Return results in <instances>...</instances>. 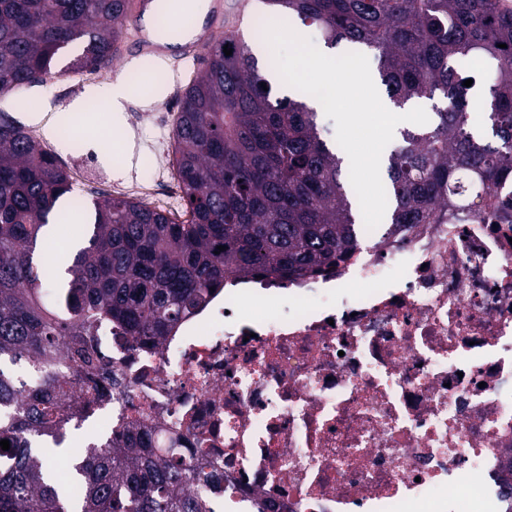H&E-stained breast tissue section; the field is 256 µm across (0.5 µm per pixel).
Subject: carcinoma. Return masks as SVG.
Masks as SVG:
<instances>
[{
  "mask_svg": "<svg viewBox=\"0 0 512 512\" xmlns=\"http://www.w3.org/2000/svg\"><path fill=\"white\" fill-rule=\"evenodd\" d=\"M501 2L264 0L316 25L328 48L374 52L395 107L435 102L429 123L402 129L384 162L389 223L438 224L443 208L512 180V6ZM123 35L121 0H0V95L40 82L72 46L78 54L65 70L106 71ZM474 62L481 97L463 85ZM274 73L272 58L223 36L184 88L173 128L183 222L124 195L70 200L56 155L0 113V441L10 443L0 451V512H202L190 463L156 453L131 427L89 441L63 482L36 439L58 446L78 419V407L54 394L66 338L88 413L105 393L95 374L104 356L90 347L97 323L159 341L229 277L328 273L362 242L343 149L322 138L308 94L273 91ZM477 106L489 138L471 128ZM64 216L91 226L86 244L63 269L34 260ZM22 364L45 374L37 388L13 372Z\"/></svg>",
  "mask_w": 512,
  "mask_h": 512,
  "instance_id": "1",
  "label": "carcinoma"
}]
</instances>
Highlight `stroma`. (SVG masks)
<instances>
[{
	"label": "stroma",
	"mask_w": 512,
	"mask_h": 512,
	"mask_svg": "<svg viewBox=\"0 0 512 512\" xmlns=\"http://www.w3.org/2000/svg\"><path fill=\"white\" fill-rule=\"evenodd\" d=\"M227 34L251 40L257 18L267 9L262 0H226ZM197 71L196 64L171 62L160 68L144 59L130 64L114 59L110 71L73 74L59 72L25 92L0 98V110L21 121L42 144L52 149L68 168L76 193L111 192L113 185L129 184L154 175L173 162L172 127L179 110V94ZM122 83L128 90L124 120L112 126L111 140H102L87 121V110L99 106L102 123H110L105 91ZM82 100L83 112L67 106ZM39 120H32V113ZM65 128L80 140L72 149L66 140L47 136V128Z\"/></svg>",
	"instance_id": "35a3bbf8"
}]
</instances>
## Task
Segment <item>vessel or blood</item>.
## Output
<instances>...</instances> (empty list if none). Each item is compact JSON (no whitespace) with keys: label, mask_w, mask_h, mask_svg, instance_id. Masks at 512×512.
I'll return each mask as SVG.
<instances>
[{"label":"vessel or blood","mask_w":512,"mask_h":512,"mask_svg":"<svg viewBox=\"0 0 512 512\" xmlns=\"http://www.w3.org/2000/svg\"><path fill=\"white\" fill-rule=\"evenodd\" d=\"M156 0H127L125 15L135 29L130 52L149 58L174 57L194 59L205 54L220 37L224 27V0H206V12L201 21L182 35L177 43H170L155 35L153 20Z\"/></svg>","instance_id":"1"}]
</instances>
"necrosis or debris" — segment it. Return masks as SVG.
<instances>
[{"instance_id":"4bbe7bcc","label":"necrosis or debris","mask_w":512,"mask_h":512,"mask_svg":"<svg viewBox=\"0 0 512 512\" xmlns=\"http://www.w3.org/2000/svg\"><path fill=\"white\" fill-rule=\"evenodd\" d=\"M333 274L226 281L156 345L98 328L109 396L210 477L207 512H512V181Z\"/></svg>"}]
</instances>
